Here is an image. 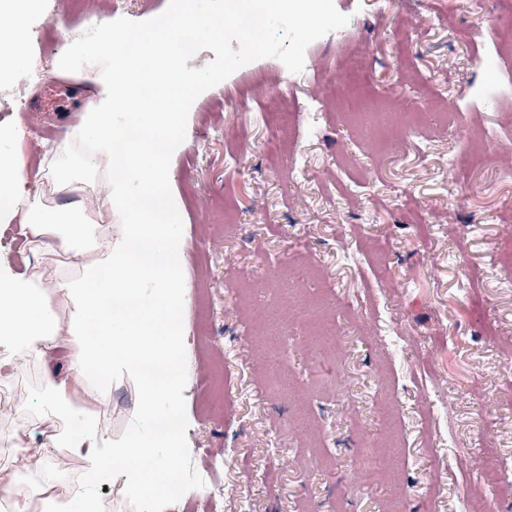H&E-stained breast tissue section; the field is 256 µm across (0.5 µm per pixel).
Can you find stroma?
Returning <instances> with one entry per match:
<instances>
[{
  "instance_id": "35a3bbf8",
  "label": "stroma",
  "mask_w": 512,
  "mask_h": 512,
  "mask_svg": "<svg viewBox=\"0 0 512 512\" xmlns=\"http://www.w3.org/2000/svg\"><path fill=\"white\" fill-rule=\"evenodd\" d=\"M168 0H40L30 27L43 67L31 93L0 82V134L23 127L26 157L17 188L40 193L47 146L68 140L90 95L75 75L74 100L52 80L62 30L119 18L142 21ZM350 20L305 51L294 74L276 58L237 69L192 104L183 147L170 155L168 193L180 205L184 286L180 442L196 467L218 466L223 498L187 483L154 512H383L396 498L413 512H455L483 443L512 458V157L479 159L467 129L512 139V57L492 84L470 44L475 25H500L497 0H334ZM363 60L368 96L396 99L420 126L366 145L353 117L324 97L325 76ZM298 115L284 136L280 97ZM240 156L232 164L230 156ZM26 274L35 263L17 221H0V264ZM293 282L307 299H332L340 353L305 345L302 321L287 316L278 372L309 389V428L268 380L251 346V315L287 311ZM390 319L408 348L395 363L369 333ZM448 400V432L466 447L437 469L429 420L435 393ZM402 424L397 480L364 482L353 469L357 443ZM247 483H240V476Z\"/></svg>"
}]
</instances>
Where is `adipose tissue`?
<instances>
[{
    "instance_id": "obj_1",
    "label": "adipose tissue",
    "mask_w": 512,
    "mask_h": 512,
    "mask_svg": "<svg viewBox=\"0 0 512 512\" xmlns=\"http://www.w3.org/2000/svg\"><path fill=\"white\" fill-rule=\"evenodd\" d=\"M33 9L34 0H0V80L33 65L25 36ZM77 60L95 92L63 152L50 155L52 198H22L23 163L0 152V218H19L30 252L48 270L44 277H21L0 266V369L47 364L52 350L67 344L66 377H45L36 408L22 403L17 412L59 425L52 447L84 459L86 469L79 483L55 494L58 471L46 463L44 449L8 434L13 455L0 467V487L12 493L9 512H97V490L113 474H124L129 488L145 486L150 477L172 480L166 451L179 445L162 427L179 421V389L156 387L146 367L175 361L184 344L170 328L180 315L182 285L180 245L165 221L178 212L167 194L166 160L180 143L182 116L170 105L171 89L199 80L176 65L169 37L160 34L130 46L109 37L90 49L72 43L58 67L69 69ZM121 111L127 119L119 125L112 116ZM134 179L150 194L126 196L122 185ZM63 252L82 258L66 274L55 268ZM120 368L137 382L140 423L103 448L98 414L78 411L74 400L87 391L109 405L112 374ZM21 464L39 467L41 498L18 487Z\"/></svg>"
}]
</instances>
